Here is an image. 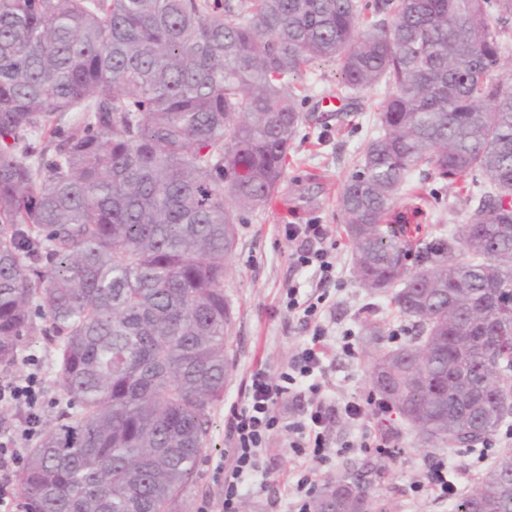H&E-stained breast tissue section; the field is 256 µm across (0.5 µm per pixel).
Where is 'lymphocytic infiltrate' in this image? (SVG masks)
I'll list each match as a JSON object with an SVG mask.
<instances>
[{
  "mask_svg": "<svg viewBox=\"0 0 512 512\" xmlns=\"http://www.w3.org/2000/svg\"><path fill=\"white\" fill-rule=\"evenodd\" d=\"M285 236L292 245L296 264L312 269L317 288H326L335 280L336 246L329 240L326 225L289 224ZM288 308L301 313L306 323L311 324L312 336L293 357L286 372L275 376L263 365L251 370L242 393L243 404L232 411L229 422L232 461L224 470L223 512H240L245 487L261 467L262 450L279 428H287L288 448L293 456L307 457L315 465L327 457L324 432L335 407L323 396L322 386L314 378L325 369L328 332L319 321L318 303L301 299L298 289H289ZM308 377L313 380L309 402L294 422L283 423L277 411L280 400L297 387L300 379ZM44 381L38 360L25 356L20 360L18 377L0 385V403L14 406L22 415L19 428L0 433V512H11L13 508L9 466L22 458L39 433Z\"/></svg>",
  "mask_w": 512,
  "mask_h": 512,
  "instance_id": "f902f5d3",
  "label": "lymphocytic infiltrate"
}]
</instances>
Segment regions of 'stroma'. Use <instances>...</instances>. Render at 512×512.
<instances>
[{
  "label": "stroma",
  "mask_w": 512,
  "mask_h": 512,
  "mask_svg": "<svg viewBox=\"0 0 512 512\" xmlns=\"http://www.w3.org/2000/svg\"><path fill=\"white\" fill-rule=\"evenodd\" d=\"M296 85L308 100L306 110L324 114L323 100L335 96V62L320 61L302 73ZM388 92L385 85L363 90L361 111L303 126L289 149V163L274 205L250 215L237 227V243L224 275V297L233 311L229 356L234 371L223 399L210 413L209 445L197 466L198 474L179 499L180 512H219L224 497V455L231 446L228 419L242 403V389L250 369L267 365L272 374L287 370L293 356L309 342L311 329L300 315L287 311L286 293L296 287L311 294V273L296 268L283 234L287 224H323L336 243V280L329 288L328 309L322 323L329 331L330 352L325 361L328 385L324 396L336 404L373 397V348L364 334L363 321L373 309L385 322V342L397 347L414 335L412 323L399 316L386 295L360 286L351 268L350 247L342 232L337 197L357 163L365 141L376 128V116ZM434 195V202L410 216V224L433 233L455 232L468 217L466 193L460 186L444 185L433 175L416 173L403 185L401 203L415 205L418 196ZM310 397L306 383L279 403L285 426L262 451L259 473L244 495L241 512H293L299 480L316 491L324 480L342 474L352 465H367L375 512H452L454 503L422 490L428 465L445 460L450 474L460 479L459 494L470 493L486 473L487 464L476 454L455 447L435 453L420 447L396 410L373 412L360 420L336 412L327 425L328 458L314 466L293 457L288 448V422L297 418ZM389 439L392 454L369 448L374 437Z\"/></svg>",
  "instance_id": "stroma-1"
}]
</instances>
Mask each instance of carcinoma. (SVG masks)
<instances>
[{
	"instance_id": "cac0c4a2",
	"label": "carcinoma",
	"mask_w": 512,
	"mask_h": 512,
	"mask_svg": "<svg viewBox=\"0 0 512 512\" xmlns=\"http://www.w3.org/2000/svg\"><path fill=\"white\" fill-rule=\"evenodd\" d=\"M511 41L512 0H0V364L56 338L66 406L25 456L24 512H177L232 368L237 225L277 197L317 61L342 92L389 88L338 198L357 280L418 327L374 389L423 448L508 423ZM424 168L475 203L454 234L397 224ZM361 476L310 512H372ZM476 490L455 512H512L511 449Z\"/></svg>"
}]
</instances>
